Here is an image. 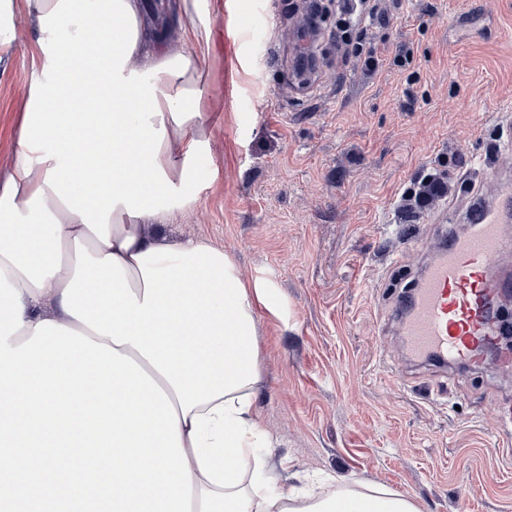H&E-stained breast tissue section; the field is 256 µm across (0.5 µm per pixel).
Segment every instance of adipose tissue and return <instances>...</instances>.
Segmentation results:
<instances>
[{
	"label": "adipose tissue",
	"mask_w": 512,
	"mask_h": 512,
	"mask_svg": "<svg viewBox=\"0 0 512 512\" xmlns=\"http://www.w3.org/2000/svg\"><path fill=\"white\" fill-rule=\"evenodd\" d=\"M36 23L28 100L0 182V270L21 294L29 340L48 320L131 357L179 417L191 512H417L398 493L342 488L293 504L266 471L254 409L260 382L255 306L222 247L157 233L198 200L210 160L200 57L201 0H159L197 50L168 51L144 0H0V55ZM92 100L91 112L73 101Z\"/></svg>",
	"instance_id": "1"
}]
</instances>
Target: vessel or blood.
<instances>
[{"mask_svg": "<svg viewBox=\"0 0 512 512\" xmlns=\"http://www.w3.org/2000/svg\"><path fill=\"white\" fill-rule=\"evenodd\" d=\"M466 229L440 239L399 310L406 348L434 361L475 362L494 341L490 320L512 290V159L490 167L479 195L459 212Z\"/></svg>", "mask_w": 512, "mask_h": 512, "instance_id": "b4317fda", "label": "vessel or blood"}]
</instances>
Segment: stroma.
<instances>
[{
    "instance_id": "stroma-1",
    "label": "stroma",
    "mask_w": 512,
    "mask_h": 512,
    "mask_svg": "<svg viewBox=\"0 0 512 512\" xmlns=\"http://www.w3.org/2000/svg\"><path fill=\"white\" fill-rule=\"evenodd\" d=\"M205 0L212 178L174 213L168 242L222 246L267 290L257 305L263 451L282 487L359 484L418 512H512V365L412 357L394 314L426 264L411 241L482 185L512 124V0H381L367 71L336 51L334 0ZM0 61V179L27 101L34 22ZM406 51L403 65L393 63ZM437 167L451 191L404 211Z\"/></svg>"
}]
</instances>
